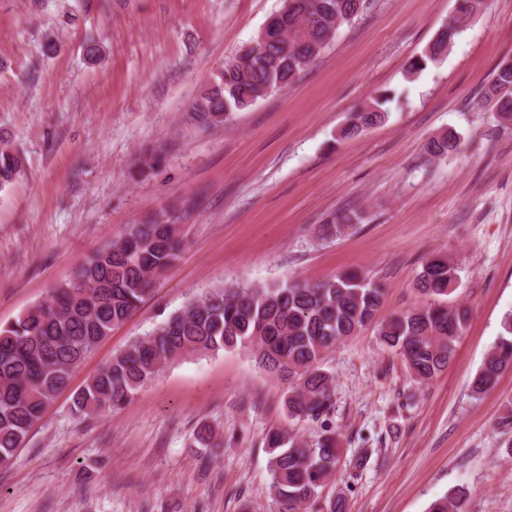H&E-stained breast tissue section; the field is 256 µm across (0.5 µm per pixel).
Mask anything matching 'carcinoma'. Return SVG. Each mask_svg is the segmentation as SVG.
<instances>
[{"instance_id": "cac0c4a2", "label": "carcinoma", "mask_w": 512, "mask_h": 512, "mask_svg": "<svg viewBox=\"0 0 512 512\" xmlns=\"http://www.w3.org/2000/svg\"><path fill=\"white\" fill-rule=\"evenodd\" d=\"M367 0H283L271 15L270 39L256 35L224 60L216 79L193 107L204 125L226 122L258 100L290 86L333 43L340 28L369 9ZM486 7V0H456L455 13L424 53L407 69L414 77L435 64ZM483 99L512 121V65L501 64ZM386 94L353 112L342 136H355L388 118ZM448 134L425 145L432 157L458 149ZM23 156L0 147V190L23 170ZM361 220L344 213L324 225L338 235ZM182 241L172 213L155 212L125 226L120 238L89 256L49 299L0 325V466L10 465L17 448L42 418L54 396L66 388L74 370L153 292L158 279L180 258ZM456 283L447 259L427 261L416 281L431 301L376 322L385 288L361 271L306 283L264 285L233 283L209 289L132 340L75 393L71 410L78 417L102 415L120 407L174 363L189 356L246 348L265 371L288 383L286 406L294 418L314 420L328 414L334 377L322 367L325 353L360 329L376 324L382 345L400 355L411 375L427 381L454 355L469 311L450 306ZM512 369V311L501 321L498 341L472 381L478 396L500 373ZM271 512H342L339 499L319 508V496L336 469L339 449L329 426L316 443L303 445L285 430L266 434ZM467 492L455 489L434 500L427 512H464Z\"/></svg>"}]
</instances>
